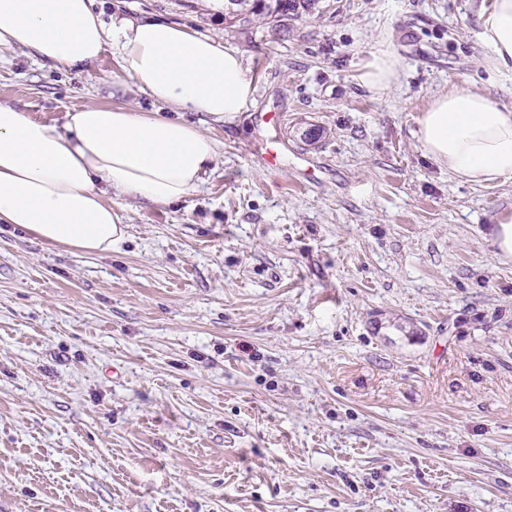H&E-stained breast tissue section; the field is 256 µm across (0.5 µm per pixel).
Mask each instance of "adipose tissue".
I'll list each match as a JSON object with an SVG mask.
<instances>
[{
    "label": "adipose tissue",
    "mask_w": 512,
    "mask_h": 512,
    "mask_svg": "<svg viewBox=\"0 0 512 512\" xmlns=\"http://www.w3.org/2000/svg\"><path fill=\"white\" fill-rule=\"evenodd\" d=\"M92 5L0 0V47L69 72L85 70L113 46L124 76L176 114L89 104L67 113L59 127L0 104V224L97 255L125 235L116 200L179 202L217 167L216 142L184 113L235 120L248 111L254 85L238 53L217 36L155 20L108 27ZM479 37L495 69L512 73V0H494L482 13ZM399 67L381 43L358 79L385 94ZM417 124L423 152L450 174L484 186L512 179V105L453 88L434 96Z\"/></svg>",
    "instance_id": "1"
}]
</instances>
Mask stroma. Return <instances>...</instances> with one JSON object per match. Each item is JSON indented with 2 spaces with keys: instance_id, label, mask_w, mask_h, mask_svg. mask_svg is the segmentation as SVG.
I'll return each mask as SVG.
<instances>
[{
  "instance_id": "35a3bbf8",
  "label": "stroma",
  "mask_w": 512,
  "mask_h": 512,
  "mask_svg": "<svg viewBox=\"0 0 512 512\" xmlns=\"http://www.w3.org/2000/svg\"><path fill=\"white\" fill-rule=\"evenodd\" d=\"M492 2L323 0L282 32L94 0L218 36L254 103L204 122L220 158L190 197L119 201L109 253L0 224V512H512V260L489 240L512 180H460L415 136L453 86L512 104ZM380 40L385 95L357 78ZM121 74L111 49L63 73L0 48V103L169 114ZM479 37L494 69L512 73V0H494L481 14Z\"/></svg>"
}]
</instances>
